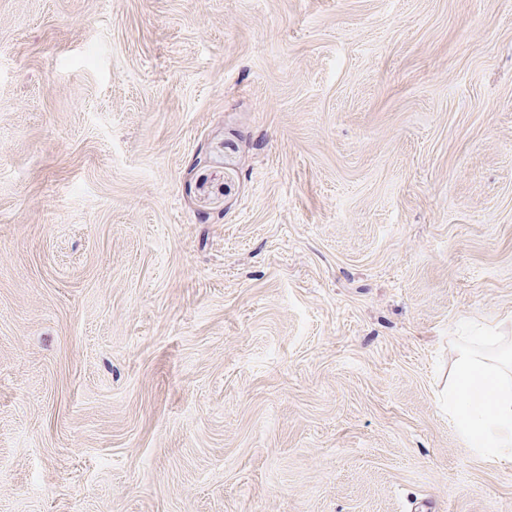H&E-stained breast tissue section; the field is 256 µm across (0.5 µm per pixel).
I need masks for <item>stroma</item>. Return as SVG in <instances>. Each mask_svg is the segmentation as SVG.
<instances>
[{
	"instance_id": "obj_1",
	"label": "stroma",
	"mask_w": 512,
	"mask_h": 512,
	"mask_svg": "<svg viewBox=\"0 0 512 512\" xmlns=\"http://www.w3.org/2000/svg\"><path fill=\"white\" fill-rule=\"evenodd\" d=\"M488 323L512 0H0V512H512ZM510 367V369H509ZM448 409L457 433L480 457L512 463V356L459 343L448 377Z\"/></svg>"
}]
</instances>
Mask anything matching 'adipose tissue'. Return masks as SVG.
<instances>
[{
  "mask_svg": "<svg viewBox=\"0 0 512 512\" xmlns=\"http://www.w3.org/2000/svg\"><path fill=\"white\" fill-rule=\"evenodd\" d=\"M457 433L480 457L512 463V360L460 343L448 377Z\"/></svg>",
  "mask_w": 512,
  "mask_h": 512,
  "instance_id": "obj_1",
  "label": "adipose tissue"
}]
</instances>
